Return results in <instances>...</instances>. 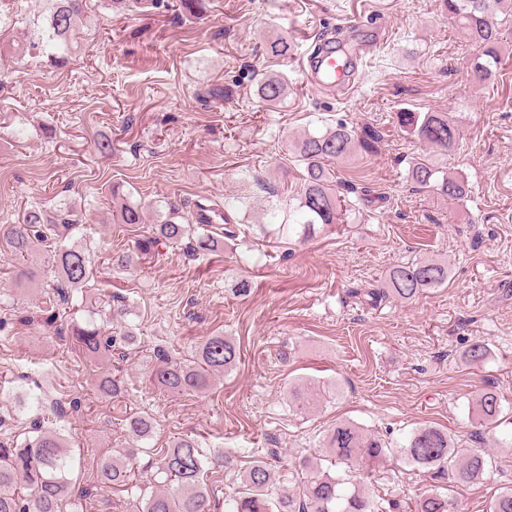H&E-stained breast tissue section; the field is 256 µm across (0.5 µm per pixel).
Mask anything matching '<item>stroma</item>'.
I'll return each instance as SVG.
<instances>
[{"instance_id":"1","label":"stroma","mask_w":512,"mask_h":512,"mask_svg":"<svg viewBox=\"0 0 512 512\" xmlns=\"http://www.w3.org/2000/svg\"><path fill=\"white\" fill-rule=\"evenodd\" d=\"M354 18L387 31L360 64L356 88L330 95L306 86L299 59ZM78 33L63 67L0 54V226L52 196L74 205L84 223L71 242L94 249L90 292L120 296L133 332L124 359L82 354L42 310L43 289L56 280L49 249L29 256L40 279L20 289L0 238V416L25 428L32 416L19 398L67 403L66 431L80 451L76 512H137L141 489L122 492L96 475L115 451L146 462L124 428L130 412L156 420V451L188 436L235 452L232 468L207 473L211 512H224L257 459L275 458L278 488L293 485L295 462L318 452L342 419L395 443L423 422L465 442L480 390H495L512 414V59L494 83L472 81L471 50L440 0H209L201 19L183 16L176 0L125 12L99 2ZM280 35L293 43L284 60L266 52ZM264 72L288 81L278 106L258 96ZM406 109L454 116L457 148L428 154L398 124ZM339 121L380 134L373 151L331 163L355 214L306 238L278 234L301 188L289 144ZM101 136L111 137V155L96 151ZM426 154L464 176L465 201L411 183L412 163ZM115 183L145 208V223H114ZM228 197L242 202L239 232L219 252L194 257L180 242L137 268L113 266L169 203L189 213ZM425 259L447 262V285L408 303L372 299L391 267ZM243 280L252 285L245 295L236 290ZM214 334L233 341L240 360L209 390L167 394L151 384L158 355L192 358ZM477 339L489 353L473 366L464 353ZM108 372L121 377L122 398L98 393L95 380ZM297 377L319 385L316 409L289 404ZM485 446L491 471L453 492L462 512H486L496 490L512 485V423L490 428ZM372 483L412 498L425 488L395 456Z\"/></svg>"}]
</instances>
